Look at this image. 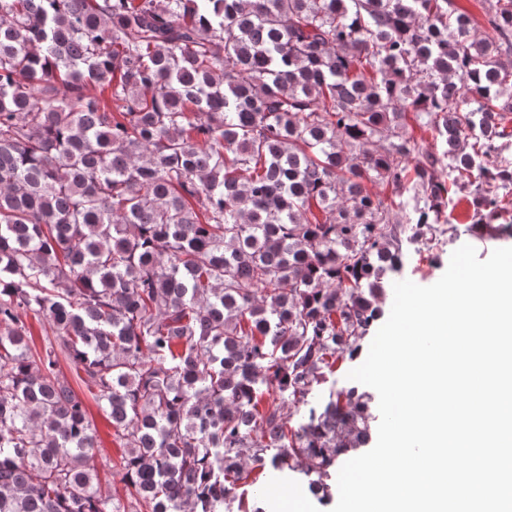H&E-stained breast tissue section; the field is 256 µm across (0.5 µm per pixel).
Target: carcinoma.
Instances as JSON below:
<instances>
[{
  "instance_id": "1",
  "label": "carcinoma",
  "mask_w": 512,
  "mask_h": 512,
  "mask_svg": "<svg viewBox=\"0 0 512 512\" xmlns=\"http://www.w3.org/2000/svg\"><path fill=\"white\" fill-rule=\"evenodd\" d=\"M485 3L487 35L452 0H0V512H224L268 465L334 495L368 395L283 402L357 356L458 173L470 230L512 205V0ZM60 366L75 389L85 398L90 418L96 427L99 448L96 463L100 470L102 490L110 494L114 493L115 490L121 493L123 492V485L119 482L118 477L112 476V461L116 460L119 455V449L113 437L112 425L87 390L84 387H79L76 383V371L73 364L65 359V357L60 356Z\"/></svg>"
}]
</instances>
